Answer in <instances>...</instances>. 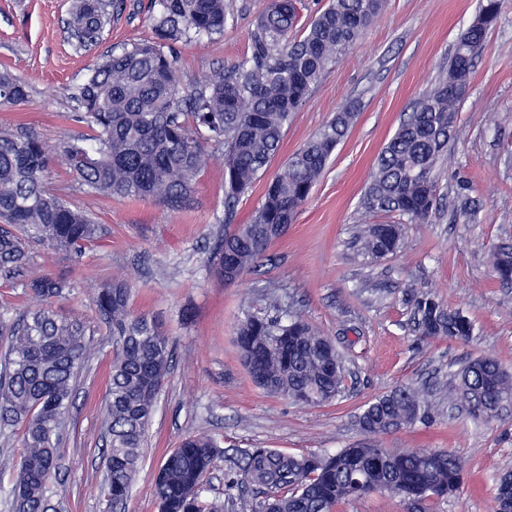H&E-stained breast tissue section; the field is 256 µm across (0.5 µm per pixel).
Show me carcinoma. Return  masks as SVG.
Segmentation results:
<instances>
[{
  "instance_id": "cac0c4a2",
  "label": "carcinoma",
  "mask_w": 512,
  "mask_h": 512,
  "mask_svg": "<svg viewBox=\"0 0 512 512\" xmlns=\"http://www.w3.org/2000/svg\"><path fill=\"white\" fill-rule=\"evenodd\" d=\"M385 0H328L298 38V0H266L241 61L207 75L200 87L180 91L175 45L222 36L224 0H157L154 39L112 48L78 85L74 120L90 127L53 155L33 132L0 129V285L20 288L27 303L0 308V430L22 431L24 443L8 488L10 512H62L53 501L58 447L74 398V382L89 355L86 326L56 314L53 303L71 284L40 269L36 257L76 260L100 237L92 213L72 207L48 188L46 173L65 165L103 197L148 198L171 211L183 209L210 153L224 152V211L235 206L279 153L295 112L310 97L325 69L337 63L383 10ZM121 0H74L68 32L78 50L101 40ZM500 0H481L474 22L459 37L434 86L418 98L378 156L362 201L365 215L395 217L379 226L364 222L356 256L377 263L405 244L404 225L424 224L440 195L436 167L448 142L459 137L457 112L476 59L486 48ZM29 102L25 84L0 71V104ZM357 116L348 102L287 160L271 179L246 224L215 248L216 274L230 284L256 266L283 235ZM456 215L470 222L478 207L456 196ZM503 282L512 281V247L491 255ZM130 288L114 277L94 295L97 318L112 336L108 388L101 413L106 471L104 502L126 504L148 440L173 347L161 325L131 313ZM414 331L422 339L473 340L475 324L428 290L410 288ZM249 314L236 343L242 360L257 347L263 359L249 373L270 394L292 398L305 388L312 405L342 392L344 364L335 344L299 316ZM454 390L472 417L492 420L496 405L512 399V373L495 359L468 361ZM438 413L410 384L369 401L357 416L368 433L429 423ZM220 447L206 435L184 438L166 455L154 480L159 512H220L209 502L206 476ZM465 464L446 450L343 448L298 456L275 448H250L225 490L250 485L264 496L259 512H337V506L386 492L416 507L460 492ZM492 512H512V473L494 479Z\"/></svg>"
}]
</instances>
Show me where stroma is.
Listing matches in <instances>:
<instances>
[{
    "mask_svg": "<svg viewBox=\"0 0 512 512\" xmlns=\"http://www.w3.org/2000/svg\"><path fill=\"white\" fill-rule=\"evenodd\" d=\"M223 37L176 46L180 82L192 89L210 71L241 60L265 0H225ZM71 0H0V67L28 87L25 106H0V126L36 133L50 149L88 137L73 118L72 93L100 55L112 47L153 37L152 0H124L99 45L73 49L66 31ZM479 10V0H387L382 14L336 64L294 115L279 154L262 180L242 196L232 224L246 223L266 181L279 174L295 150L346 101L358 116L337 147L310 198L287 232L274 240L256 269L231 284L209 265L224 222V157L214 154L186 207L171 211L151 200L97 198L80 179L53 165L48 185L71 205L92 211L100 238L80 261L47 264L72 289L56 309L81 318L92 355L78 382V399L59 446L54 498L66 512H102L104 460L101 410L112 358L109 330L91 299L114 276L131 288L134 314L159 321L174 359L158 400L149 442L126 512H158L154 472L165 454L189 434H206L224 448L207 477L209 500L224 512H254L261 494L245 488L234 498L224 478L241 450L265 447L293 454L333 452L374 443L381 448L445 449L466 468L459 495L426 502L427 512H490L494 478L512 470V413L492 421L449 404L447 390L468 360L491 356L512 370V284L497 278L492 252L512 245V0H501L496 25L459 106L461 137L437 168L442 200L427 223L406 227L404 248L376 264L356 258L353 229L360 200L384 145L414 101L447 65L459 36ZM480 200L475 224L454 220L458 184ZM434 292L474 322L469 344L423 341L415 336L405 288ZM328 336L347 368L343 397L313 407L257 388L240 361L236 326L247 313H263L270 295ZM428 390L443 415L386 434L360 429L364 405L398 384Z\"/></svg>",
    "mask_w": 512,
    "mask_h": 512,
    "instance_id": "stroma-1",
    "label": "stroma"
}]
</instances>
